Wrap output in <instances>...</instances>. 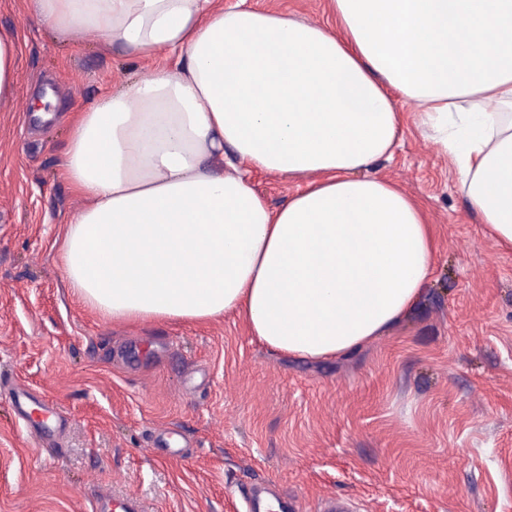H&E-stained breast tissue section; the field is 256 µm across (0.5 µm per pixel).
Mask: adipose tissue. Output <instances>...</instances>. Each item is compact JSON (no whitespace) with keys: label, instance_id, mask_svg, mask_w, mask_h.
Wrapping results in <instances>:
<instances>
[{"label":"adipose tissue","instance_id":"adipose-tissue-1","mask_svg":"<svg viewBox=\"0 0 512 512\" xmlns=\"http://www.w3.org/2000/svg\"><path fill=\"white\" fill-rule=\"evenodd\" d=\"M327 22L222 0H29L165 64L69 119L63 233L77 298L115 323L244 318L269 350L347 356L411 311L433 272L423 205L368 175L402 117L452 157L512 251V0H328ZM305 177L271 208L248 175Z\"/></svg>","mask_w":512,"mask_h":512}]
</instances>
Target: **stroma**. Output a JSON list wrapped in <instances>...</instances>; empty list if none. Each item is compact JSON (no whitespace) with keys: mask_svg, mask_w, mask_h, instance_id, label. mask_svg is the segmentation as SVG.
<instances>
[{"mask_svg":"<svg viewBox=\"0 0 512 512\" xmlns=\"http://www.w3.org/2000/svg\"><path fill=\"white\" fill-rule=\"evenodd\" d=\"M16 47L0 99V374L68 420L43 449L0 397V512H94L98 492L154 512H236L255 484L315 506L350 495L364 512H512V252L484 234L460 174L411 101L401 145L372 174L426 208L439 246L411 312L350 357L268 351L238 314L112 323L65 279L61 232L84 206L61 175L67 116L159 67L88 29L61 38L27 0H0ZM54 119L31 104L57 82ZM181 450L172 458L167 441Z\"/></svg>","mask_w":512,"mask_h":512,"instance_id":"1","label":"stroma"}]
</instances>
